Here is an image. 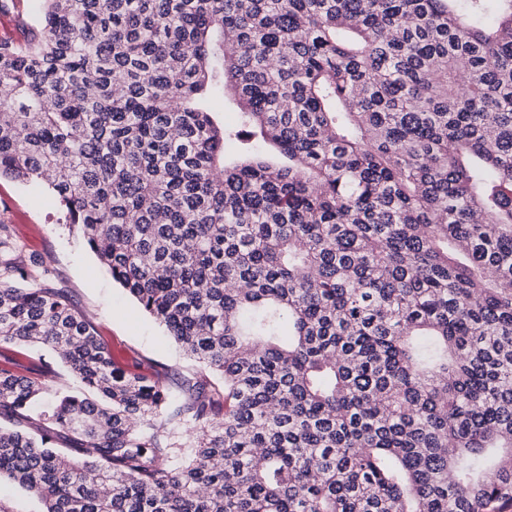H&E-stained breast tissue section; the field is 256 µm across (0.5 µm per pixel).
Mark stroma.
I'll use <instances>...</instances> for the list:
<instances>
[{
	"mask_svg": "<svg viewBox=\"0 0 512 512\" xmlns=\"http://www.w3.org/2000/svg\"><path fill=\"white\" fill-rule=\"evenodd\" d=\"M0 216L6 217L19 243L44 257V270L30 279V286L46 285L67 292L98 336L115 352L119 367L144 374L148 361L153 360L179 371L191 368V361L182 355L164 327L112 280L81 237L69 229L63 208L47 185L0 177ZM48 356L40 346L2 341L0 375L44 376L56 388L71 384V377L59 364L52 376H45Z\"/></svg>",
	"mask_w": 512,
	"mask_h": 512,
	"instance_id": "stroma-1",
	"label": "stroma"
}]
</instances>
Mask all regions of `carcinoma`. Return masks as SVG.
<instances>
[{"mask_svg": "<svg viewBox=\"0 0 512 512\" xmlns=\"http://www.w3.org/2000/svg\"><path fill=\"white\" fill-rule=\"evenodd\" d=\"M41 2L0 176L196 367H117L0 221V341L86 390L0 376V477L43 512H512V0Z\"/></svg>", "mask_w": 512, "mask_h": 512, "instance_id": "carcinoma-1", "label": "carcinoma"}]
</instances>
